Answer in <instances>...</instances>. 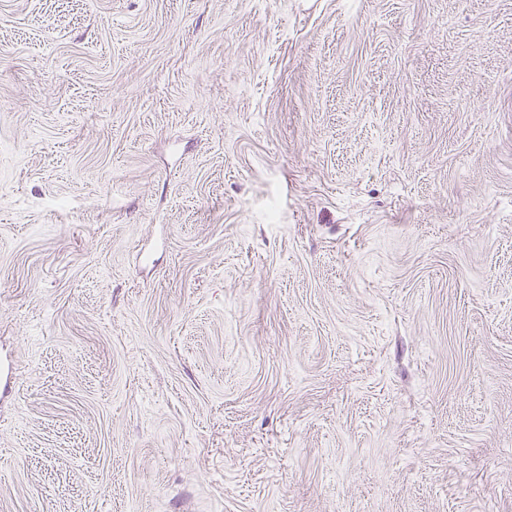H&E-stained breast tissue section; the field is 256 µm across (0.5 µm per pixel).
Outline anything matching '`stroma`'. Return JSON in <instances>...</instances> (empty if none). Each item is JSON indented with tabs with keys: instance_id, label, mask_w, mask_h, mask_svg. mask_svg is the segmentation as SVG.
<instances>
[{
	"instance_id": "1",
	"label": "stroma",
	"mask_w": 512,
	"mask_h": 512,
	"mask_svg": "<svg viewBox=\"0 0 512 512\" xmlns=\"http://www.w3.org/2000/svg\"><path fill=\"white\" fill-rule=\"evenodd\" d=\"M0 512H512V0H0Z\"/></svg>"
}]
</instances>
